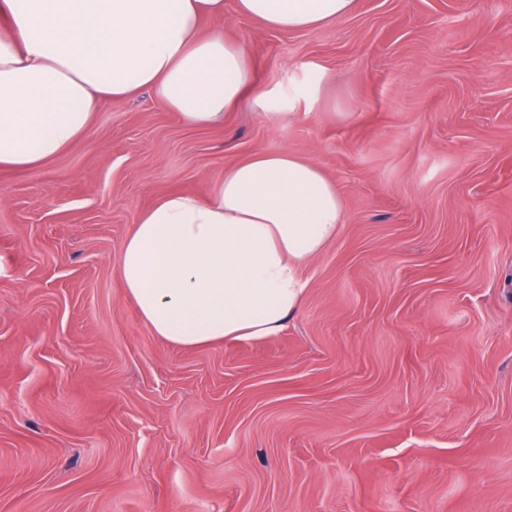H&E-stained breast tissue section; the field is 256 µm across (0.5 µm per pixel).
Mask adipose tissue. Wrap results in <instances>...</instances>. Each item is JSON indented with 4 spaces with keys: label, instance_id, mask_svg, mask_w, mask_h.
I'll return each mask as SVG.
<instances>
[{
    "label": "adipose tissue",
    "instance_id": "1",
    "mask_svg": "<svg viewBox=\"0 0 512 512\" xmlns=\"http://www.w3.org/2000/svg\"><path fill=\"white\" fill-rule=\"evenodd\" d=\"M358 0H235L286 31L351 15ZM224 0H0V167L67 150L95 112L146 90L190 127L224 123L243 98L265 108L250 57L203 31ZM334 179L296 154L226 166L206 198L169 193L140 212L118 275L153 335L185 349L281 333L306 298L302 269L339 235Z\"/></svg>",
    "mask_w": 512,
    "mask_h": 512
}]
</instances>
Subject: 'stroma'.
Wrapping results in <instances>:
<instances>
[{"label":"stroma","instance_id":"35a3bbf8","mask_svg":"<svg viewBox=\"0 0 512 512\" xmlns=\"http://www.w3.org/2000/svg\"><path fill=\"white\" fill-rule=\"evenodd\" d=\"M209 26L294 120L189 127L145 91L0 170V512H512V0ZM258 151L334 179L341 232L279 335L168 345L121 246Z\"/></svg>","mask_w":512,"mask_h":512}]
</instances>
